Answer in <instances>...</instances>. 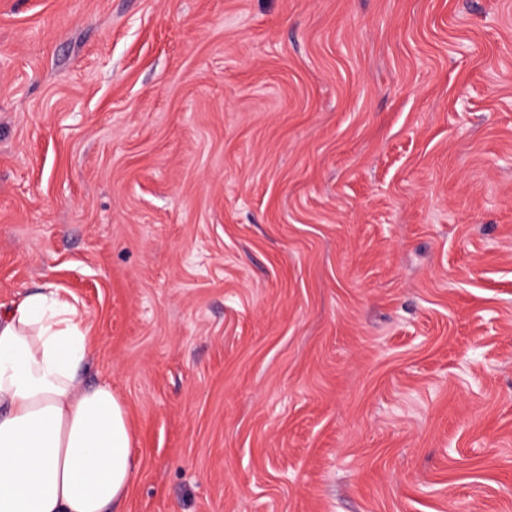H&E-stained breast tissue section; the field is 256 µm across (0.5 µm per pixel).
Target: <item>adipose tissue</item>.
Listing matches in <instances>:
<instances>
[{"mask_svg": "<svg viewBox=\"0 0 512 512\" xmlns=\"http://www.w3.org/2000/svg\"><path fill=\"white\" fill-rule=\"evenodd\" d=\"M90 345L54 289L0 313V512H125L131 428L111 386L79 385Z\"/></svg>", "mask_w": 512, "mask_h": 512, "instance_id": "1", "label": "adipose tissue"}]
</instances>
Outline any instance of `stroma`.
Here are the masks:
<instances>
[{"instance_id": "obj_1", "label": "stroma", "mask_w": 512, "mask_h": 512, "mask_svg": "<svg viewBox=\"0 0 512 512\" xmlns=\"http://www.w3.org/2000/svg\"><path fill=\"white\" fill-rule=\"evenodd\" d=\"M46 284L126 512H512V0H0V312Z\"/></svg>"}]
</instances>
